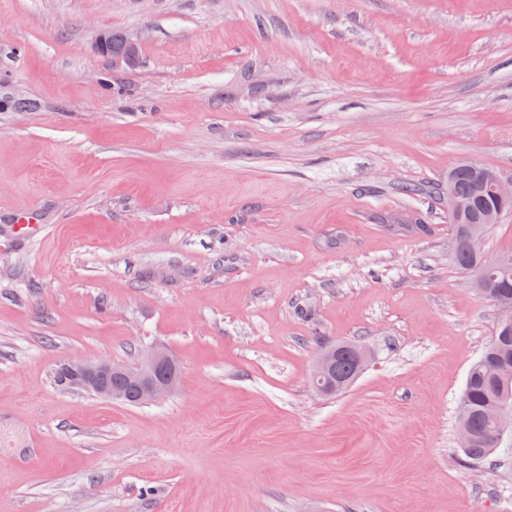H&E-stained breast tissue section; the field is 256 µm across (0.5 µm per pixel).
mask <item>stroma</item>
Returning a JSON list of instances; mask_svg holds the SVG:
<instances>
[{
  "mask_svg": "<svg viewBox=\"0 0 512 512\" xmlns=\"http://www.w3.org/2000/svg\"><path fill=\"white\" fill-rule=\"evenodd\" d=\"M0 92V512H512L448 217L458 161L512 178V0H0ZM152 346L163 400L55 381ZM503 403L511 404L512 414V334L500 336L494 331L468 369L459 404L458 433L468 436L461 450L469 462H483L495 452L496 416ZM336 348L341 350L337 364ZM325 349L334 352V355L331 359L330 370L323 377V381L320 384V393L335 395L346 389L362 370L361 356L364 349L357 344L349 342L336 343V345H331L323 350Z\"/></svg>",
  "mask_w": 512,
  "mask_h": 512,
  "instance_id": "1",
  "label": "stroma"
}]
</instances>
